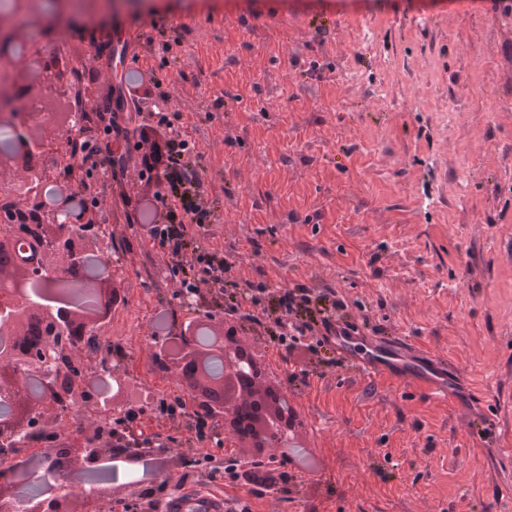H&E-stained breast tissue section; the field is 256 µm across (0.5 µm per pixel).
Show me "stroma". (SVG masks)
Segmentation results:
<instances>
[{"instance_id": "obj_1", "label": "stroma", "mask_w": 512, "mask_h": 512, "mask_svg": "<svg viewBox=\"0 0 512 512\" xmlns=\"http://www.w3.org/2000/svg\"><path fill=\"white\" fill-rule=\"evenodd\" d=\"M31 13L18 80L26 47L51 54L68 16L61 0ZM93 43L106 57L84 79L114 89L152 74L132 91L139 124L156 139L181 127L202 154L197 252L234 263L206 300L227 311L247 282L335 292L363 338H408L460 370L473 408L304 347L284 363L255 325L304 421V463L277 471L278 495L225 482L246 452L221 422L159 407L177 391L151 366V325L186 319L185 274L127 222L125 198L156 191L129 175L137 134L104 138L98 222L123 299L100 338L119 344L130 392L158 398L136 436L173 459L168 484L115 486L105 512L198 490L232 512H512V0H121L85 7L64 51Z\"/></svg>"}]
</instances>
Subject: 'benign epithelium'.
Here are the masks:
<instances>
[{
  "mask_svg": "<svg viewBox=\"0 0 512 512\" xmlns=\"http://www.w3.org/2000/svg\"><path fill=\"white\" fill-rule=\"evenodd\" d=\"M13 33L12 27L0 25V64L10 56ZM84 68V62L64 55L47 64L37 85L24 87V98L45 102L53 123L59 126L64 148L57 153L55 169L29 171L17 179L0 178V205L9 209L6 215H0V249L11 247L19 238L38 245V265L24 270L29 281L42 277L52 282L80 268L92 253L111 252L108 230L102 227L94 231L96 204L75 210L65 199L54 208L40 206L44 184L63 170L67 171V180L88 198L95 196L92 153L81 155L75 146L93 143L111 125V117L93 110L98 97L95 82L76 81V73ZM28 120L22 107L0 113V124L17 131L23 146L16 154L0 155V172L26 166L28 154L49 149L43 137L26 133ZM89 292L97 299V317L77 327L71 318L85 309L80 293L62 295L51 289L49 296L37 301L28 289L18 287L14 277L0 272V329L12 336L23 335L36 309V327L41 336L35 353H28L25 345L0 352V400L14 408L11 419L0 422V470L9 473L8 478H0V512H97L96 503L110 497L105 484L121 470L127 475L126 485L132 488L141 485L140 469L145 466H155L158 479H172L169 448L130 435L127 426H111V415L120 413L132 418L139 410L126 397L128 377L84 349V344L88 337L100 333L121 296L115 288L98 281L89 285ZM198 297L199 292L193 288L182 295L184 306L201 320L173 331L171 340L177 346L178 361H173L168 349L158 343L153 346L152 367L166 373L179 365H207L222 359L223 379L250 374L253 361L228 352L224 320L217 319L211 310L199 308ZM90 370L109 377L112 387L108 392L98 394L83 384L70 382ZM24 378L40 381L42 391L37 398L25 395L21 387ZM83 406L94 410L90 424L78 418ZM38 430L49 434L50 439L32 448L31 433ZM294 432L285 408L269 436L279 447L291 448ZM25 482L40 484V491L22 501L17 488Z\"/></svg>",
  "mask_w": 512,
  "mask_h": 512,
  "instance_id": "1",
  "label": "benign epithelium"
}]
</instances>
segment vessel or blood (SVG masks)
Wrapping results in <instances>:
<instances>
[{
    "label": "vessel or blood",
    "instance_id": "b4317fda",
    "mask_svg": "<svg viewBox=\"0 0 512 512\" xmlns=\"http://www.w3.org/2000/svg\"><path fill=\"white\" fill-rule=\"evenodd\" d=\"M363 368L373 374L420 385L431 394L449 398L455 406L463 404L458 393L461 385L458 372L415 342L375 347L364 360ZM166 512H225V506L223 498L200 492L175 496Z\"/></svg>",
    "mask_w": 512,
    "mask_h": 512
}]
</instances>
